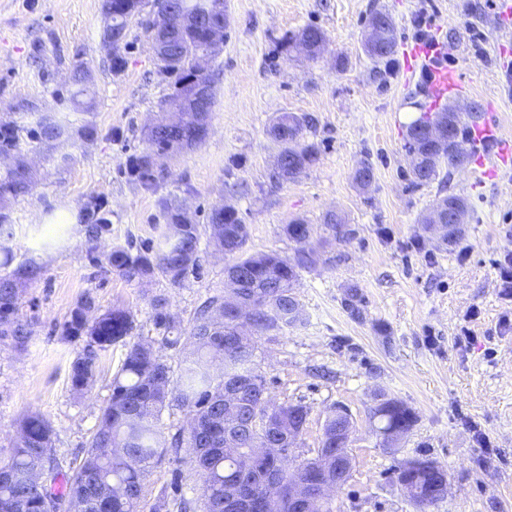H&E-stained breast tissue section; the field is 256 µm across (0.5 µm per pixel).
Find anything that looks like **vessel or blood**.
<instances>
[{
    "label": "vessel or blood",
    "mask_w": 512,
    "mask_h": 512,
    "mask_svg": "<svg viewBox=\"0 0 512 512\" xmlns=\"http://www.w3.org/2000/svg\"><path fill=\"white\" fill-rule=\"evenodd\" d=\"M445 49L441 43L413 42L407 45L403 57L406 71H414L418 64L428 63L429 72L424 80L425 92L432 107L443 105L448 97L460 94L464 90L462 76L449 69L443 55ZM471 142L475 154H482L487 146H494L496 152L492 161L485 167L487 176H497L500 163L512 156V140L504 139L499 127L485 119L471 127Z\"/></svg>",
    "instance_id": "b4317fda"
}]
</instances>
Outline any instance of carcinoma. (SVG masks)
<instances>
[{
  "label": "carcinoma",
  "mask_w": 512,
  "mask_h": 512,
  "mask_svg": "<svg viewBox=\"0 0 512 512\" xmlns=\"http://www.w3.org/2000/svg\"><path fill=\"white\" fill-rule=\"evenodd\" d=\"M207 0H103V11L112 15V28L128 34L130 20L146 15L151 37L166 47L159 59V72L170 79L171 93L159 104L164 110L181 102L185 112L182 126L163 129L146 137V148L126 161L129 177L146 191H157L158 161L172 158L200 145V132L206 130L211 112H194V99L185 94V82L196 80L208 88L207 108H212L214 88L211 75L197 68L199 56L209 53L208 30L195 20L205 18ZM91 64L81 61L70 75L71 100L84 106L79 97L86 92ZM429 116L422 114L407 127L405 149L417 147L426 165L441 157L449 166L456 160L466 163L471 152L466 148L468 122L458 121L451 142L429 146L419 139ZM315 126L309 114L283 113L276 116L269 133L281 146L280 154L294 155L298 171L274 172L278 182L296 179L319 160L320 148L307 140ZM97 127L91 121L74 125L67 119L48 114H32L27 122L0 119V345L24 351L35 335L36 320L19 314L25 288L38 281L43 267L33 258L17 259L8 246L15 237L10 212L11 202L30 194L36 178L25 160L26 146L32 143L50 147L91 141ZM158 207L164 229L158 242L136 252L114 246L104 254L106 271L128 282L164 280L182 287L189 276L199 272V246L203 234L210 233L215 245L224 251L229 264L226 278L242 272L245 278L237 286L207 297L184 327L167 311V300H151L153 321L162 331L160 339L144 340L134 335L132 311L114 306L102 310L89 291L70 310L61 327V339L80 345L69 367L70 387L84 395L94 386L101 356L120 345L125 353L121 366L112 377L111 394L100 409L82 456L62 466L55 455V429L41 412L25 415L6 449H0V512H226L224 499L229 488L265 502L262 512H278L276 498L288 490L301 474L311 475L307 458L291 466L281 454L288 446L298 447L309 416L300 403L273 406L267 394L266 380L254 367L256 337L282 330L302 320V305L296 283L303 270L315 266L318 256L313 244L318 230L352 237L342 216L326 214L316 226L303 218L285 225V235L300 245L294 259L274 253H246L248 227L232 207L221 214L212 213L207 226L187 216L173 198L161 196ZM79 223L84 227L88 253L97 250L103 235L111 231V220L103 198L90 197L81 207ZM250 310L249 319L236 322L227 317L229 308ZM179 349L192 347L188 356L173 367L158 354L157 346ZM254 379L241 387L239 398L224 401V380ZM185 408L190 423L175 432H164V412L172 406ZM257 417L256 433L242 434L234 445L226 444L225 434L234 428L238 413ZM341 408L329 417L319 442L321 448L336 445V427L346 421ZM371 419L380 422L376 432L383 443L404 436L417 421L415 412L404 403L378 395ZM294 430L291 444H273L271 449L255 451L272 428ZM184 464L199 479L198 487L183 491L180 470H174L170 482L162 486L149 502L146 484L152 470L167 457ZM274 470L281 486L277 489L256 486V474ZM396 479L427 491L435 485L430 471L408 472L400 465Z\"/></svg>",
  "instance_id": "obj_1"
}]
</instances>
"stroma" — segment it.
<instances>
[{"instance_id":"1","label":"stroma","mask_w":512,"mask_h":512,"mask_svg":"<svg viewBox=\"0 0 512 512\" xmlns=\"http://www.w3.org/2000/svg\"><path fill=\"white\" fill-rule=\"evenodd\" d=\"M102 4L0 0V115L29 105L78 124L92 120L98 130L94 141L71 147L66 168L47 152L30 153L39 184L11 207L13 249L36 258L44 274L22 299V313L37 320L32 342L22 353L0 347V448L34 410L52 422L61 461L84 448L124 354L119 346L103 353L94 388L72 394L68 366L78 346L62 342L58 326L85 292L101 309L129 308L138 334L155 338L153 297H165L186 323L202 299L224 288V257L206 239L199 274L182 288L96 271L78 222L89 196L108 200L109 247L157 241V198L175 195L201 224L213 206L234 205L249 229V252L288 258L298 245L284 225L318 224L337 209L355 236L322 238L318 265L296 288L302 322L257 341L255 367L271 402L309 409L293 461L313 456L326 418L344 406L354 466L333 495L336 512H512V284L500 275L512 251V167L488 179L468 164L451 169L448 184L412 186L404 144L408 125L430 109L422 77L400 67L380 77L361 43L370 13L385 9L398 42L424 32L454 45L449 65L464 77L470 102L495 106L512 138V14L493 0H225L230 25L208 65L215 87L208 133L166 165L151 193L127 177L125 163L144 149L142 131L169 86L137 18L127 68L113 75L101 42ZM309 25L328 39L314 61L282 45ZM81 59L92 63L87 113L75 109L66 81ZM281 112L316 117L310 139L321 153L315 167L276 185L269 174L279 146L268 128ZM365 160L375 176L364 193L352 176ZM450 190L468 197L472 213L461 239L446 246L420 220ZM351 293L360 300L357 317L344 305ZM380 391L417 416L393 448L382 446L370 418ZM421 457L449 477L445 498L422 511L394 475L400 462Z\"/></svg>"}]
</instances>
